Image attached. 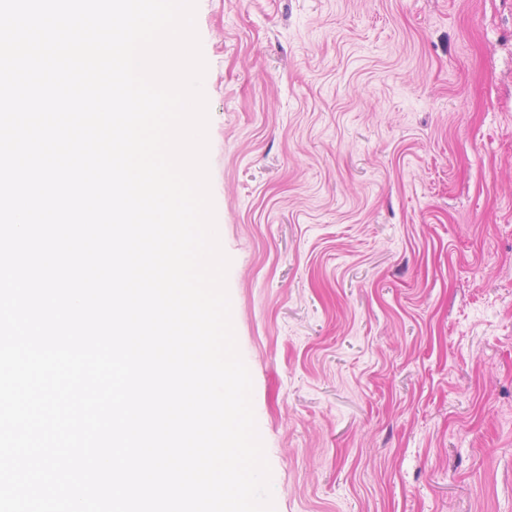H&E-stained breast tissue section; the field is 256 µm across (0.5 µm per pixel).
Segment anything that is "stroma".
I'll return each instance as SVG.
<instances>
[{
	"instance_id": "1",
	"label": "stroma",
	"mask_w": 512,
	"mask_h": 512,
	"mask_svg": "<svg viewBox=\"0 0 512 512\" xmlns=\"http://www.w3.org/2000/svg\"><path fill=\"white\" fill-rule=\"evenodd\" d=\"M275 512H512V0H197Z\"/></svg>"
}]
</instances>
